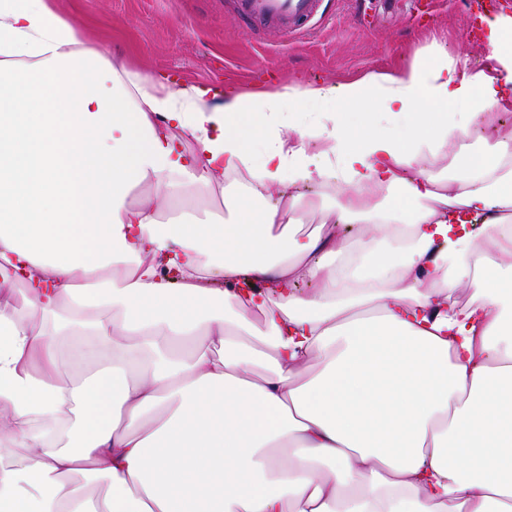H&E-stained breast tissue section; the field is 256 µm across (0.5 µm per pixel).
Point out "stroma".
Returning <instances> with one entry per match:
<instances>
[{
    "label": "stroma",
    "mask_w": 512,
    "mask_h": 512,
    "mask_svg": "<svg viewBox=\"0 0 512 512\" xmlns=\"http://www.w3.org/2000/svg\"><path fill=\"white\" fill-rule=\"evenodd\" d=\"M86 42L110 60L172 87L203 85L242 93L285 83L341 85L374 70L402 71L441 45L469 68L488 63L486 37L472 30L462 0H430L409 17L410 0H322L307 28L244 24L233 0H50Z\"/></svg>",
    "instance_id": "stroma-1"
}]
</instances>
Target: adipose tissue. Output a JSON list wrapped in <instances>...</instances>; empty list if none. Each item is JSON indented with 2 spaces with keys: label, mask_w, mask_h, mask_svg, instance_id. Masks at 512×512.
I'll use <instances>...</instances> for the list:
<instances>
[{
  "label": "adipose tissue",
  "mask_w": 512,
  "mask_h": 512,
  "mask_svg": "<svg viewBox=\"0 0 512 512\" xmlns=\"http://www.w3.org/2000/svg\"><path fill=\"white\" fill-rule=\"evenodd\" d=\"M486 24L474 73L218 103L0 0V512H512V140L437 169L512 107ZM187 204L196 210H205L216 217L224 218V196L220 193L204 192L196 195L193 200H188Z\"/></svg>",
  "instance_id": "1"
}]
</instances>
